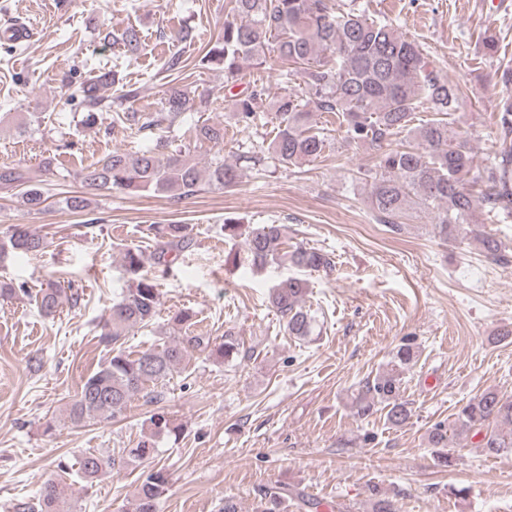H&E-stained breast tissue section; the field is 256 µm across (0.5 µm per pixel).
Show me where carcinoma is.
<instances>
[{
	"mask_svg": "<svg viewBox=\"0 0 512 512\" xmlns=\"http://www.w3.org/2000/svg\"><path fill=\"white\" fill-rule=\"evenodd\" d=\"M230 4V17L224 20L222 32L204 61L221 69L228 85L239 81L243 71L271 59L280 64L278 77L282 82L300 80L301 92L285 89L275 98L276 136L267 147L252 151L250 161L258 164L267 154L284 167L316 161L326 148L328 134L310 123L311 112L334 114L342 118L339 126L346 143L368 146L376 153L374 169L366 177L372 179L370 209L379 223L397 232L406 213L417 207L433 215L432 223L440 235L472 238L480 243L487 258L508 261L506 247L470 225V217L478 204L501 220L512 217V97L499 103V145L485 167L486 189L476 198L468 180L473 149L448 120L464 92L448 83L419 43L393 25L371 20L353 4L339 0H230ZM105 37L122 41L128 59L138 57L140 42L134 32L117 37L108 31ZM114 83L115 74L100 69L80 86L86 124H95L99 113L111 111L112 104L104 102L99 91ZM266 96V85L254 82L227 100L238 126L245 130L262 124L265 115L259 101ZM213 104L211 95L204 91L191 95L173 86L160 113L117 114V120L128 128L152 133V146L135 156L110 152L81 171L84 187L92 191L115 187L128 194L162 192L180 200L197 193L203 182L220 189L235 186L237 165L217 158L202 170L186 151L174 146L173 132L182 116L208 112ZM418 112H432L434 117L418 124ZM195 134L201 141L220 146L224 143V123L204 122L195 127ZM0 189L20 191L30 211L47 201L42 187L18 164L0 165ZM285 230L284 224L256 225L244 237L242 249L229 253L225 263L258 269L284 264L303 272L332 267L333 260L321 249L288 248ZM151 231L153 251L128 246L122 252V266L131 284L112 300L100 334V342L111 347L112 355L83 380L69 402L67 414L74 424L123 413L146 385L171 375L188 351L209 346L206 337L188 332L194 322L192 314L184 311L175 318L177 325L186 329L184 335L136 355L123 348L130 329L150 326L160 306V289L156 279L145 273L146 265L169 266V256L186 247L190 239L187 224H155ZM45 247L44 237L27 225L10 224L0 241V260L10 252L36 254ZM307 290L306 279L289 277L269 292L270 306L280 317L285 333L299 340L314 332L315 316L304 305ZM67 294L59 286H50L36 293L35 302L48 316ZM69 295L79 298L76 292ZM379 404L393 426H403L410 419L411 411L400 398V379L395 374L366 383L357 413L367 418ZM149 422L156 435L178 430L163 413L152 414ZM470 433L481 436L478 447L490 454L512 452V398L491 389L483 391L465 404L453 421L434 424L429 443L446 448L449 438ZM153 452L146 443L130 449L126 458L89 451L78 460L77 475L92 483L127 460H143ZM168 485L166 469L151 467L143 473L126 512H157ZM66 496V483L50 480L37 501L19 500L13 503L12 512H59ZM287 499L285 488H268L254 512H285Z\"/></svg>",
	"mask_w": 512,
	"mask_h": 512,
	"instance_id": "carcinoma-1",
	"label": "carcinoma"
}]
</instances>
